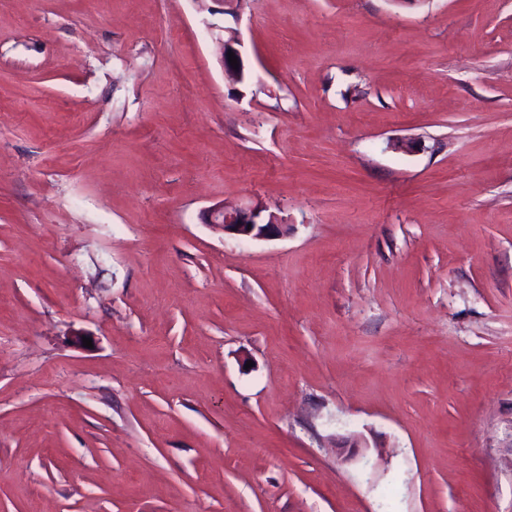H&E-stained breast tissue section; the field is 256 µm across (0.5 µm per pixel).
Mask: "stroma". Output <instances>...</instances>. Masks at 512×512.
<instances>
[{
    "instance_id": "stroma-1",
    "label": "stroma",
    "mask_w": 512,
    "mask_h": 512,
    "mask_svg": "<svg viewBox=\"0 0 512 512\" xmlns=\"http://www.w3.org/2000/svg\"><path fill=\"white\" fill-rule=\"evenodd\" d=\"M0 512H512V0H0ZM263 211L259 204L248 208H229L224 204H216L208 211L207 223L221 226L224 234L242 238L262 240L287 236L288 224H284L283 219L275 214L262 217Z\"/></svg>"
}]
</instances>
